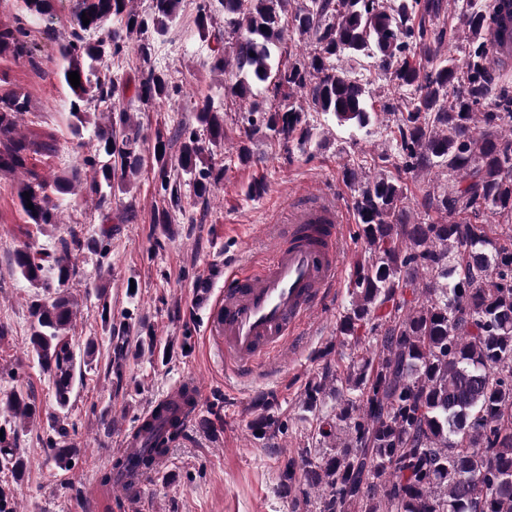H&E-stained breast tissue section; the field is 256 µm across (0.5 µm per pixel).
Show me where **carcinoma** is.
I'll return each instance as SVG.
<instances>
[{
	"label": "carcinoma",
	"mask_w": 512,
	"mask_h": 512,
	"mask_svg": "<svg viewBox=\"0 0 512 512\" xmlns=\"http://www.w3.org/2000/svg\"><path fill=\"white\" fill-rule=\"evenodd\" d=\"M20 2L29 21L37 23L52 17L60 0ZM131 2L71 0L72 31L59 46L64 61L59 77L67 84L69 73H79L70 109L79 145L91 111L104 105L112 113L120 100L146 111L176 91L150 62L155 41L179 20L182 0H150L142 15ZM444 9V0H201L193 24L208 42L211 69L237 76L228 86L234 96L250 98L267 82L282 96L276 107L254 104L244 138L260 123L271 137L289 143L307 123L306 108L294 99L298 92L338 124L368 127L373 120L368 91L332 61L341 55L370 59L395 88L410 92L396 118L399 168L442 166L463 173L440 193H426L423 207L476 218L489 209L512 221V139L503 141L493 131L512 126V91L501 84L503 71L512 66V0H466L462 22L471 45L462 67L440 53ZM220 10L236 34L231 46L216 30ZM289 32L309 38L315 52L307 61L283 66L275 57ZM23 36L20 27L0 30V58L30 55ZM132 42L144 70L129 97V84L112 74L108 62ZM417 47L429 55L430 69L412 61ZM494 86L499 92L489 101ZM479 106L486 107L482 129L472 125ZM26 108L23 94L0 98V170L22 167L27 151L44 148L13 137V118ZM193 112L206 137L186 126L154 133L153 168L168 196L167 206L154 214L156 224L171 223L182 185L202 199L217 180L214 157L224 141V113L209 97ZM93 137V155L85 164L96 176L88 192L103 206L141 172L148 137L124 110L106 124H94ZM31 176L19 190L22 209L30 223L52 225V196L72 193L80 171L64 172L51 183ZM354 207L369 257L354 272L353 300L339 332L354 342L371 335L375 349L336 388V422L350 429L349 444L331 456L302 449L281 465V486L326 488L319 512H512V246L493 241L485 225L466 218L411 222L394 179L368 183L354 197ZM109 240L104 231L86 240L74 236L53 253L30 242L14 253L16 273L49 292L31 307L30 344L39 367L54 381L62 412L70 407L77 371L93 360L95 342L87 341L75 354L65 333L76 310L61 287L75 274L83 250L103 258ZM47 270L58 286L53 293L44 281ZM96 296L119 385L132 349L130 325L112 319L105 289H96ZM0 407L23 420L37 414L35 399L21 390L3 395ZM141 430L152 433L140 460L148 467L182 433L179 406L159 404ZM0 431V463L18 484L27 469L18 430L0 426ZM52 431L47 447L65 468L78 453L67 442V415L54 417Z\"/></svg>",
	"instance_id": "carcinoma-1"
}]
</instances>
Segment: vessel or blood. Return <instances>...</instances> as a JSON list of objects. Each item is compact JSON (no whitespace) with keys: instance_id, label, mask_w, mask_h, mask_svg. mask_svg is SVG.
<instances>
[{"instance_id":"1","label":"vessel or blood","mask_w":512,"mask_h":512,"mask_svg":"<svg viewBox=\"0 0 512 512\" xmlns=\"http://www.w3.org/2000/svg\"><path fill=\"white\" fill-rule=\"evenodd\" d=\"M341 225L336 206L327 199L293 212L263 261L248 271H233L224 278V291L199 289L195 302L208 309V332L224 367L248 378L281 364L292 336L321 307L338 286L343 269ZM189 391L193 403L182 417L195 421L201 396L199 384L181 382L168 395L177 402ZM145 452V440L136 432L125 434L116 455L134 463ZM149 471L117 472L112 485L129 499H136Z\"/></svg>"}]
</instances>
